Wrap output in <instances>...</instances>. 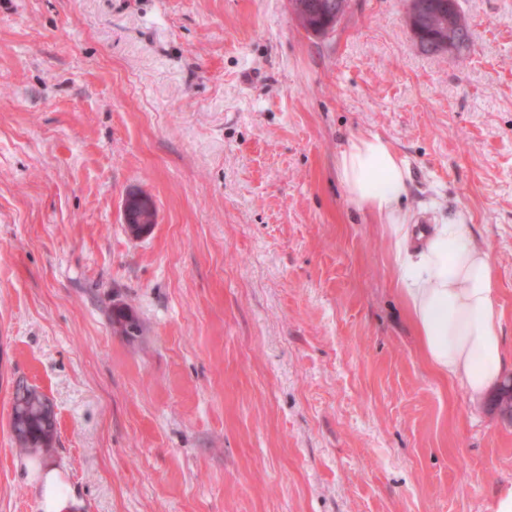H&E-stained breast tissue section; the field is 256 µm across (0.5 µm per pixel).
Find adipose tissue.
Segmentation results:
<instances>
[{
	"label": "adipose tissue",
	"instance_id": "adipose-tissue-1",
	"mask_svg": "<svg viewBox=\"0 0 512 512\" xmlns=\"http://www.w3.org/2000/svg\"><path fill=\"white\" fill-rule=\"evenodd\" d=\"M336 174L351 205L386 224L395 242L404 271L400 293L429 365L471 399L484 398L512 364L490 253L460 220L433 225L418 249H407L401 203L409 168L380 135L351 136L336 158Z\"/></svg>",
	"mask_w": 512,
	"mask_h": 512
}]
</instances>
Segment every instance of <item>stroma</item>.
<instances>
[{"label": "stroma", "mask_w": 512, "mask_h": 512, "mask_svg": "<svg viewBox=\"0 0 512 512\" xmlns=\"http://www.w3.org/2000/svg\"><path fill=\"white\" fill-rule=\"evenodd\" d=\"M459 2L462 58L402 0L324 36L288 0H0V512H493L512 421L431 370L336 175L389 140L407 223L465 214L490 252L512 345V0ZM20 380L56 406L42 459ZM451 1L453 2L452 24L450 22H448V24L444 23L443 27L438 30V33L433 34L435 44H437L444 51H448V55L455 51V40L453 39L451 32L452 25L457 28L458 36L460 38L469 41V43L464 48V53L470 50L473 42L472 40H469L470 36H472V31L470 29L468 19L460 8L459 1ZM141 212V214H140ZM124 223L134 237L148 233L156 219L153 200L146 194L129 193L123 202ZM38 390L24 381L16 385L15 400L19 403L22 416L13 423L15 435L12 436L19 448L27 454H30L28 448H53L57 437V413L48 419L44 406L46 402L52 401Z\"/></svg>", "instance_id": "stroma-1"}]
</instances>
